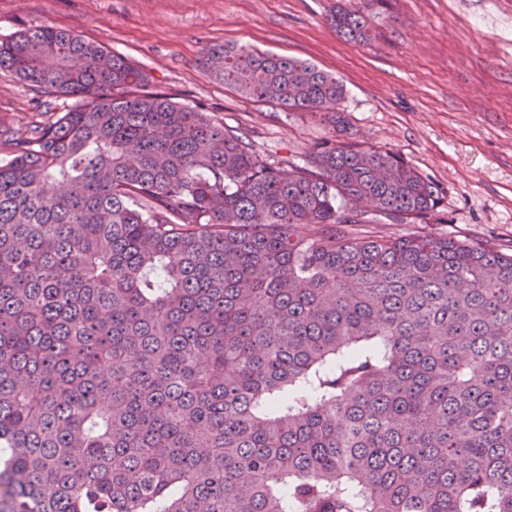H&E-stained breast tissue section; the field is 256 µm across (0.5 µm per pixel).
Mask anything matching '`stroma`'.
Wrapping results in <instances>:
<instances>
[{
    "label": "stroma",
    "instance_id": "35a3bbf8",
    "mask_svg": "<svg viewBox=\"0 0 512 512\" xmlns=\"http://www.w3.org/2000/svg\"><path fill=\"white\" fill-rule=\"evenodd\" d=\"M336 0H0V40L71 32L143 67L155 90L250 133L264 155L301 160L333 138L321 117L247 98L200 66L236 44L316 65L346 87L354 140L398 153L444 191L437 224L371 225L512 251V0H392L357 46L327 17ZM0 70V124L18 129L70 108Z\"/></svg>",
    "mask_w": 512,
    "mask_h": 512
}]
</instances>
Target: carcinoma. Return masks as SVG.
<instances>
[{"mask_svg": "<svg viewBox=\"0 0 512 512\" xmlns=\"http://www.w3.org/2000/svg\"><path fill=\"white\" fill-rule=\"evenodd\" d=\"M389 2L330 21L365 45ZM200 65L343 140L267 157L72 33L0 41L76 101L0 127V512H512V254L353 230L443 192L349 140L315 65Z\"/></svg>", "mask_w": 512, "mask_h": 512, "instance_id": "cac0c4a2", "label": "carcinoma"}]
</instances>
